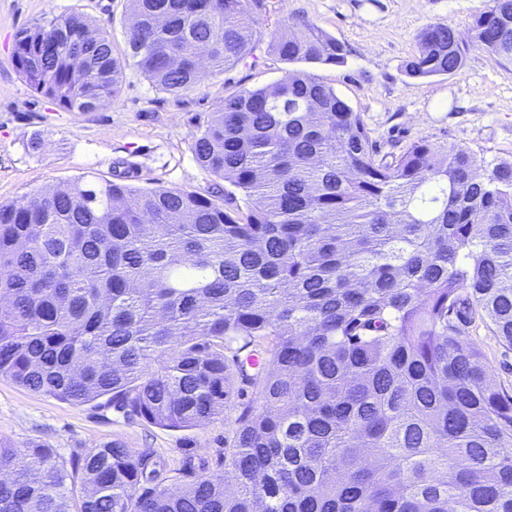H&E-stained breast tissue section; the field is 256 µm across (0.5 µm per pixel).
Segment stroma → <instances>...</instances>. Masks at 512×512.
<instances>
[{
	"instance_id": "35a3bbf8",
	"label": "stroma",
	"mask_w": 512,
	"mask_h": 512,
	"mask_svg": "<svg viewBox=\"0 0 512 512\" xmlns=\"http://www.w3.org/2000/svg\"><path fill=\"white\" fill-rule=\"evenodd\" d=\"M486 0H265L256 17L251 53L234 67L206 73L174 96L128 70L119 95L95 112H66L32 90L16 71L17 33L53 14H83L126 47L130 0H0V202L57 186L93 172L140 189L156 187L229 191L193 158L191 134L224 97L274 84L289 71L271 48L288 18L303 17L344 43V64H304L360 112L381 158L423 140L456 144L485 161L512 160V64L469 48L462 68L448 76L411 78L406 61L428 25L465 28ZM43 144L30 150L32 135ZM466 336L482 352L497 386L512 391V347L491 325L473 318ZM235 411L198 427L172 431L123 418L92 404L75 406L34 393L0 377V442L16 448L44 443L64 460L111 441L151 450L170 486L181 484L185 460L217 473Z\"/></svg>"
}]
</instances>
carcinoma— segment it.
Returning a JSON list of instances; mask_svg holds the SVG:
<instances>
[{"mask_svg":"<svg viewBox=\"0 0 512 512\" xmlns=\"http://www.w3.org/2000/svg\"><path fill=\"white\" fill-rule=\"evenodd\" d=\"M264 0H131L123 55L78 13L21 29L26 83L63 111L110 104L132 65L179 95L252 48ZM479 46L512 62V0L418 35L407 75ZM342 64L305 19L272 43ZM196 162L236 188L133 189L84 175L0 203V377L169 430L234 419L222 472L165 485L118 441L66 464L0 443V512H512V394L460 325L512 346V160L414 142L387 161L361 113L298 71L224 98Z\"/></svg>","mask_w":512,"mask_h":512,"instance_id":"obj_1","label":"carcinoma"}]
</instances>
